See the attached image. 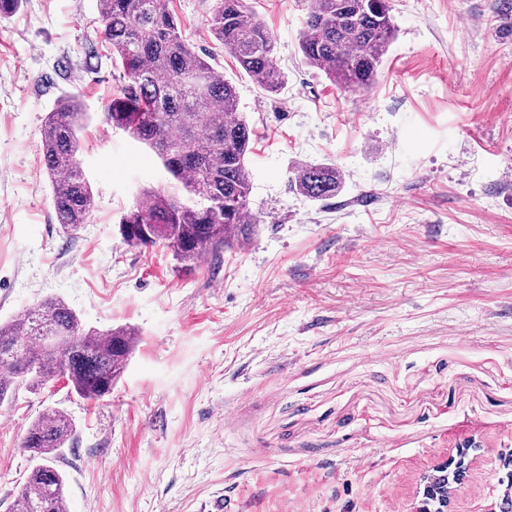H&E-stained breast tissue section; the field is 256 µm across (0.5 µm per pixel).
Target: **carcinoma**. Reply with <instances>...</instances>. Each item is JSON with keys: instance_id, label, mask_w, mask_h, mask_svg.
Here are the masks:
<instances>
[{"instance_id": "obj_1", "label": "carcinoma", "mask_w": 512, "mask_h": 512, "mask_svg": "<svg viewBox=\"0 0 512 512\" xmlns=\"http://www.w3.org/2000/svg\"><path fill=\"white\" fill-rule=\"evenodd\" d=\"M102 37L123 69L125 84L105 118L151 149L178 186L143 187L119 222L130 247L161 245L181 268L250 239L259 217L249 206L253 130L238 112L235 85L189 41L170 0H100ZM209 30L264 91L284 77L274 40L245 0H213ZM395 37L385 0H314L298 40L304 62L346 92L370 88ZM86 113L63 96L41 131V163L58 223L90 222L95 202L80 160L78 133ZM294 185L306 198L336 195L334 165H304ZM136 339L128 327L85 329L63 300L48 298L16 320L0 323V405L21 390L36 391L55 376L81 398L99 400L123 374ZM73 432L68 416L48 408L28 425L21 447L42 463L19 489L14 512H68L62 474L52 467Z\"/></svg>"}]
</instances>
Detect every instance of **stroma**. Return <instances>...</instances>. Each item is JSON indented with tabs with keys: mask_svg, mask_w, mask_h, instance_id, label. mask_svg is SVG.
Here are the masks:
<instances>
[{
	"mask_svg": "<svg viewBox=\"0 0 512 512\" xmlns=\"http://www.w3.org/2000/svg\"><path fill=\"white\" fill-rule=\"evenodd\" d=\"M286 84L265 93L172 0L239 92L256 136L255 235L177 272L118 224L169 174L101 114L124 83L99 0H23L0 19V321L57 297L85 327L137 346L112 392L65 378L0 408V512L36 461L20 443L46 408L75 433L55 466L70 512H412L419 475L479 445L453 512H489L512 448V0H386L396 38L375 84L348 93L308 67V0H245ZM89 121L79 159L92 221L64 233L40 161L60 96ZM333 164L311 201L291 177ZM340 177L335 165H304L294 173V185L306 198L319 201L336 195Z\"/></svg>",
	"mask_w": 512,
	"mask_h": 512,
	"instance_id": "stroma-1",
	"label": "stroma"
}]
</instances>
